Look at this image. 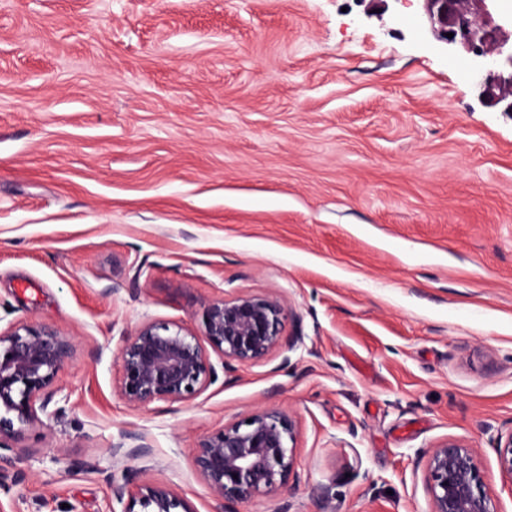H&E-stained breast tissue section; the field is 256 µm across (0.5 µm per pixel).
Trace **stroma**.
I'll return each instance as SVG.
<instances>
[{
  "mask_svg": "<svg viewBox=\"0 0 512 512\" xmlns=\"http://www.w3.org/2000/svg\"><path fill=\"white\" fill-rule=\"evenodd\" d=\"M420 0H0V327L77 343L0 512H109L163 484L212 512L200 438L277 405L297 481L231 512H430L427 454L512 480V117ZM275 294L288 346L130 409L120 338ZM144 434L150 457L109 448Z\"/></svg>",
  "mask_w": 512,
  "mask_h": 512,
  "instance_id": "stroma-1",
  "label": "stroma"
}]
</instances>
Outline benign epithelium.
<instances>
[{"label":"benign epithelium","mask_w":512,"mask_h":512,"mask_svg":"<svg viewBox=\"0 0 512 512\" xmlns=\"http://www.w3.org/2000/svg\"><path fill=\"white\" fill-rule=\"evenodd\" d=\"M424 15L440 41L482 59L468 72L480 95L508 101L512 112V46L495 17L497 0H422ZM453 37H447V34ZM201 333L174 323L146 321L121 337L117 360L118 393L132 409L154 402L195 398L218 379L210 353L222 371L232 363L266 359L286 344L289 309L273 294H241L200 302ZM76 342L49 325L16 322L0 330V459L24 438L26 430L52 416L48 406L59 392L60 372L73 358ZM297 424L286 409L268 405L246 413L230 427L203 437L195 466L214 502L226 505L262 496H281L295 475ZM113 457L141 458L150 446L109 448ZM501 472L512 480V431L499 437ZM431 512H497L483 488L476 450L454 439L439 442L426 461ZM122 512H194L167 486L146 484L130 496Z\"/></svg>","instance_id":"1"}]
</instances>
